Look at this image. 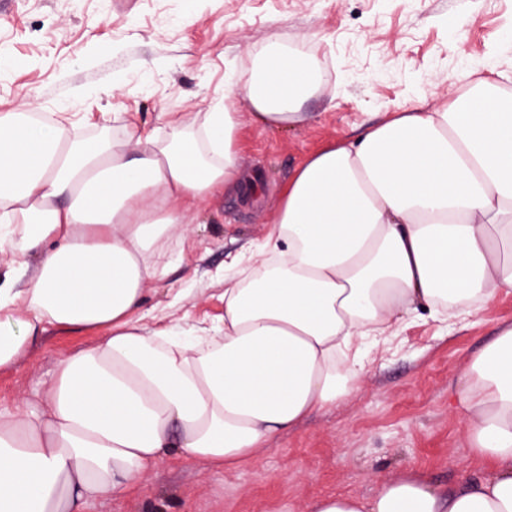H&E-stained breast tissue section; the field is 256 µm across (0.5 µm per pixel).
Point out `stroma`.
<instances>
[{
	"instance_id": "stroma-1",
	"label": "stroma",
	"mask_w": 512,
	"mask_h": 512,
	"mask_svg": "<svg viewBox=\"0 0 512 512\" xmlns=\"http://www.w3.org/2000/svg\"><path fill=\"white\" fill-rule=\"evenodd\" d=\"M284 45L320 66L305 121L277 131L241 113L236 149L257 194L202 203L190 238L174 237L170 270L146 285L148 324L220 325L224 266L260 260L277 195L329 143L392 112L431 111L479 79L508 75L512 0H0V114L32 105L89 136L103 127L158 128V115L211 111L224 74L252 70ZM512 324V295L444 319L422 310L368 341L346 398L275 438L249 466L221 474L167 458L131 498L92 512H306L327 494L374 496L379 475L424 472L440 491L484 478L471 458L453 387L460 371ZM92 331L49 327L13 369L0 404L49 381L62 354Z\"/></svg>"
}]
</instances>
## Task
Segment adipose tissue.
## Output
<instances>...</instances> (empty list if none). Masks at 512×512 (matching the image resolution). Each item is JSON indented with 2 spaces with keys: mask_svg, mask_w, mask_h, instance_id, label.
<instances>
[{
  "mask_svg": "<svg viewBox=\"0 0 512 512\" xmlns=\"http://www.w3.org/2000/svg\"><path fill=\"white\" fill-rule=\"evenodd\" d=\"M316 86L314 65L276 49L213 111L160 113L161 137L0 114V243L12 248L0 371L48 327L101 333L0 407V512H87L135 493L168 456L239 469L348 396L362 344L394 316L470 314L512 294L499 254L512 243V93L481 80L308 157L271 211L262 262L225 282L222 325L143 323L174 232L203 201L246 188L239 106L285 130ZM454 396L485 478L444 494L414 470L383 474L375 496H326L307 512H512V326Z\"/></svg>",
  "mask_w": 512,
  "mask_h": 512,
  "instance_id": "obj_1",
  "label": "adipose tissue"
}]
</instances>
